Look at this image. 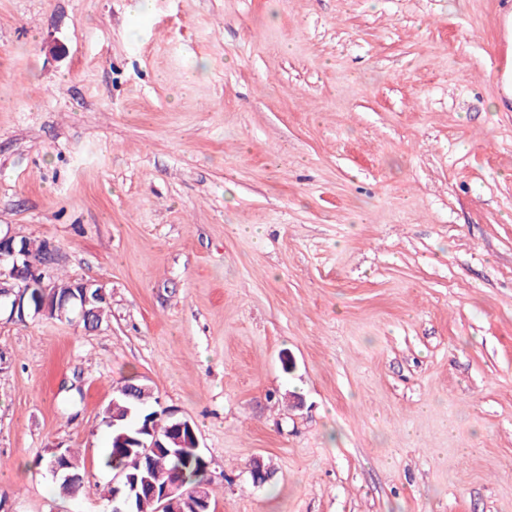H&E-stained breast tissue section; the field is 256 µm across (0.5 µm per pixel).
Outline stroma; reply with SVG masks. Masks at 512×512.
Returning a JSON list of instances; mask_svg holds the SVG:
<instances>
[{
  "instance_id": "35a3bbf8",
  "label": "stroma",
  "mask_w": 512,
  "mask_h": 512,
  "mask_svg": "<svg viewBox=\"0 0 512 512\" xmlns=\"http://www.w3.org/2000/svg\"><path fill=\"white\" fill-rule=\"evenodd\" d=\"M136 2L0 0V230L110 302L0 324V512L132 378L215 512H512L497 0Z\"/></svg>"
}]
</instances>
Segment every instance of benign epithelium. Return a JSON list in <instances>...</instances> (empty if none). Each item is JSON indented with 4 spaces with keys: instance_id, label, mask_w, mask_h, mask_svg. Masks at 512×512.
Wrapping results in <instances>:
<instances>
[{
    "instance_id": "benign-epithelium-1",
    "label": "benign epithelium",
    "mask_w": 512,
    "mask_h": 512,
    "mask_svg": "<svg viewBox=\"0 0 512 512\" xmlns=\"http://www.w3.org/2000/svg\"><path fill=\"white\" fill-rule=\"evenodd\" d=\"M28 240L9 232L0 235V299H9L8 320L24 322L34 306H39L35 315L58 318L62 321L84 322L90 330H96L102 323L103 305L108 303L104 288L86 280L76 279L71 288L60 291L52 280V268L58 263L55 249L39 262L30 260ZM33 277L40 279L44 298L35 301L29 296V289L23 282ZM165 415L173 420L169 440L179 448H200L194 424L187 419L176 417L167 410ZM120 442L128 448H157L162 442L153 436L151 427L138 429V435L121 434ZM67 452L58 448L45 460V470L54 478L79 484L82 477L69 471ZM181 492L182 512H209L210 503L205 489L196 487L181 490L177 481L158 482L146 479L139 481L135 473L128 474L121 469L112 477V512H134V500L144 496L158 503L157 512H163L169 499Z\"/></svg>"
}]
</instances>
